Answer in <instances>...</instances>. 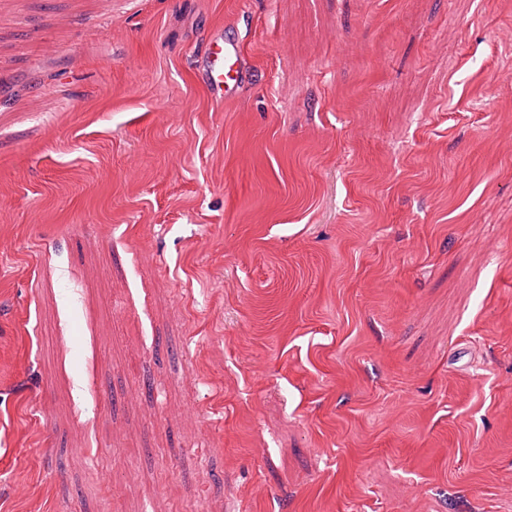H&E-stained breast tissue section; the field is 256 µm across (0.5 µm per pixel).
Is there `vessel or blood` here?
<instances>
[{
    "mask_svg": "<svg viewBox=\"0 0 512 512\" xmlns=\"http://www.w3.org/2000/svg\"><path fill=\"white\" fill-rule=\"evenodd\" d=\"M242 57L237 41L215 36L208 38L195 65L200 83L217 99L232 96L242 76Z\"/></svg>",
    "mask_w": 512,
    "mask_h": 512,
    "instance_id": "obj_1",
    "label": "vessel or blood"
}]
</instances>
